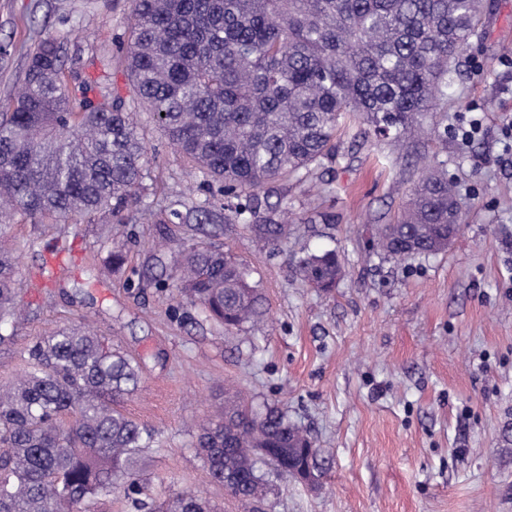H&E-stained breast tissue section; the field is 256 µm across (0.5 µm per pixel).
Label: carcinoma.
<instances>
[{"mask_svg": "<svg viewBox=\"0 0 512 512\" xmlns=\"http://www.w3.org/2000/svg\"><path fill=\"white\" fill-rule=\"evenodd\" d=\"M483 0H135L122 47L132 91L204 179L245 198L221 216L206 205L170 210L181 224L224 219L280 244L288 225L261 215L253 191L298 177L334 154L345 119L404 149L441 140L454 63ZM148 150L126 100L99 81L73 83L63 46L41 39L24 80L0 112V345L17 315L20 251L4 230L24 223L129 224L146 196ZM462 205L441 163L418 169L396 220L374 234L377 256L402 261L448 248ZM172 287L228 329L263 322L247 266L220 249L175 252ZM301 279L329 292L343 276L333 250L301 256ZM139 364L77 326L43 335L28 367L0 390V512H87L124 490L137 512H211L191 490L161 499L137 456L156 431L114 407L138 391ZM197 447L212 480L233 498L264 502L260 464L300 474L318 466L306 431L239 393L202 428Z\"/></svg>", "mask_w": 512, "mask_h": 512, "instance_id": "1", "label": "carcinoma"}]
</instances>
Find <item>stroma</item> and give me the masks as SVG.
<instances>
[{"label":"stroma","mask_w":512,"mask_h":512,"mask_svg":"<svg viewBox=\"0 0 512 512\" xmlns=\"http://www.w3.org/2000/svg\"><path fill=\"white\" fill-rule=\"evenodd\" d=\"M484 3L447 92L448 142L427 148L464 204L447 250L401 262L369 254L374 229L393 222L416 175L411 158L350 123L333 158L260 190L289 226L287 242L272 245L242 224L167 223L174 202L220 213L227 199L221 184L190 175L142 106L152 192L141 206L156 222L116 226L127 251L117 272L104 263L111 243L99 225L8 226L15 243L36 238L41 251L21 257L23 316L0 346V385L22 376L39 334L85 326L140 366V388L119 408L158 431L138 462L154 492L195 490L215 512H249L210 478L196 449L231 390L307 430L327 470L318 491L278 479L266 512H512V147L501 134L512 117V0ZM133 8V0H0V108L48 35L61 41L69 74L107 76L130 95L116 55ZM473 119L481 128L462 144L457 130ZM193 244L250 268L269 307L262 330L224 331L162 286L171 250ZM323 250L344 265L328 293L296 272L298 257Z\"/></svg>","instance_id":"35a3bbf8"}]
</instances>
